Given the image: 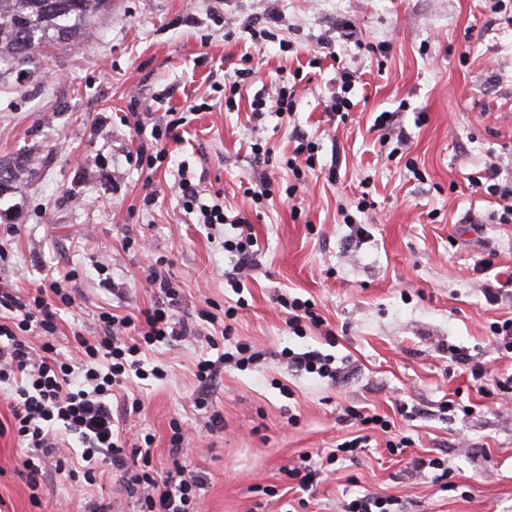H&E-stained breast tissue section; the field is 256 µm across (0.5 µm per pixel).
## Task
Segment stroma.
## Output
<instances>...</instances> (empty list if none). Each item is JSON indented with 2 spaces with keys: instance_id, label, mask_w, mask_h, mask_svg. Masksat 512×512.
<instances>
[{
  "instance_id": "35a3bbf8",
  "label": "stroma",
  "mask_w": 512,
  "mask_h": 512,
  "mask_svg": "<svg viewBox=\"0 0 512 512\" xmlns=\"http://www.w3.org/2000/svg\"><path fill=\"white\" fill-rule=\"evenodd\" d=\"M273 8L288 51L240 32L225 37V24ZM344 17L356 38L339 37ZM323 39L332 54L312 66ZM340 64L357 79L348 115L332 121L325 107ZM245 65L251 85L226 110L222 89ZM280 85L297 91L294 115L252 116L254 94ZM135 96L149 111L186 119L181 143L170 144L153 176L165 195L152 207L143 204L144 174L126 159L139 144L122 123ZM384 111L406 130L405 146L375 128ZM296 126L318 156L301 183L281 163ZM255 141L272 151L265 171L278 200L267 207L246 193ZM0 159L34 167L18 191L0 196V241L11 252L0 279L25 292L39 285L42 267L79 273L61 350L74 348L75 333L95 336L100 310L151 307L156 291L143 269L159 257L183 289L181 315L245 301L229 339L157 343L145 366L164 378L127 382L129 396L144 401L128 427L153 435L156 468L172 463L171 419L191 429L184 460L205 479L201 512H340L366 492L399 497L407 512H512V412L450 369L448 354L463 348L512 376V357L495 349L490 331L512 318V223L492 221L496 203L468 182L490 162L512 181V0H112L79 42L0 75ZM182 164L203 189L220 192L227 216L245 214L254 228L260 266L242 293L224 280L234 258L223 227L205 228L180 205ZM363 196L372 207L361 213ZM131 237L141 249L128 247ZM106 276L123 296L103 287ZM488 281L504 285L498 305L482 294ZM282 297L314 303L327 331L293 333ZM239 339L263 357L222 370L213 401L224 429L211 434L193 403L196 364L220 359ZM285 349L332 355L341 380L289 369ZM454 397L471 413L441 416ZM403 402L413 419L401 415ZM348 406L385 416L390 432H375L357 461L323 470L310 492L289 489L285 467L351 438L341 419ZM392 433L413 446L390 454ZM419 456L447 459L454 490H442L433 469L414 470ZM20 457L13 434L0 435V512H75L89 502L137 512L108 465L93 486L48 475L31 502ZM269 487L278 497L266 496Z\"/></svg>"
}]
</instances>
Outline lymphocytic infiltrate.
Wrapping results in <instances>:
<instances>
[{
  "instance_id": "lymphocytic-infiltrate-1",
  "label": "lymphocytic infiltrate",
  "mask_w": 512,
  "mask_h": 512,
  "mask_svg": "<svg viewBox=\"0 0 512 512\" xmlns=\"http://www.w3.org/2000/svg\"><path fill=\"white\" fill-rule=\"evenodd\" d=\"M130 117L136 132H149L159 144L157 150L141 149L134 157L140 169L154 170L169 156L164 142L179 141L180 122L154 119L136 110ZM179 190L183 210L199 212L201 223L230 225L233 234L225 238L224 249L235 254L236 260L224 278L231 288L240 289L257 267V238L251 224L241 216L227 218L223 205L204 203L203 191L189 173H182ZM163 265L159 259L147 269L146 280L157 290L151 308L135 317L100 312L96 336H77V346L69 354L57 348L58 316L60 310L75 305L76 273L50 279L48 287L24 295L0 281V385L12 392L11 431L24 450L22 466L30 490H38L50 470L74 482L96 484L99 465L105 462L121 472L126 492L135 498L139 512H196L203 478L180 460L188 440L180 422L170 424L173 466L159 473L150 467L151 446L140 444L126 431L131 413L141 411V401L132 400L130 406L117 411L112 408L115 393L124 390L131 373L141 370L144 347L187 336L201 335L209 343L214 340L202 328L203 323L215 322L214 313L200 311L197 324L179 317L182 296ZM345 414L361 433L327 453L326 464L336 463L342 455H357L367 432H384L390 426L381 415L361 408H346ZM71 434L82 446L79 467L67 440Z\"/></svg>"
}]
</instances>
